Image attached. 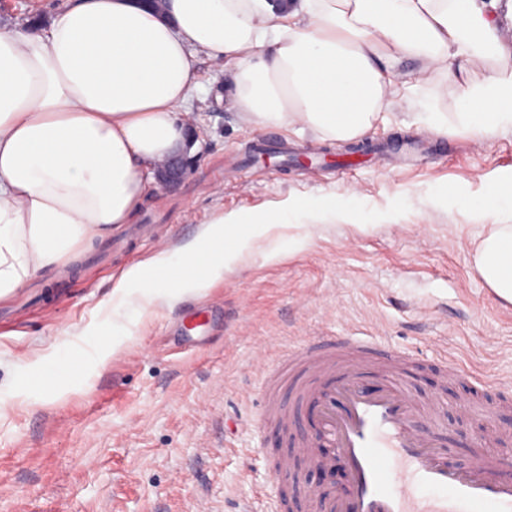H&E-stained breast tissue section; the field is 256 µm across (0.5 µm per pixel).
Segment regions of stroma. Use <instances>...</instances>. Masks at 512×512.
Here are the masks:
<instances>
[{
    "label": "stroma",
    "instance_id": "35a3bbf8",
    "mask_svg": "<svg viewBox=\"0 0 512 512\" xmlns=\"http://www.w3.org/2000/svg\"><path fill=\"white\" fill-rule=\"evenodd\" d=\"M191 112L193 168L173 190L152 186L131 223L79 247L0 300V512H286L273 447L258 430L267 371L312 336H360L407 359L414 394L437 403L455 462L499 454L512 476V304L472 259L483 228L464 208L486 181L512 176V131L454 135L421 109L381 113L365 157L295 129L247 128L223 67L199 58ZM461 82L435 71L421 96L456 112ZM337 154L304 167L309 150ZM272 153L270 166L253 163ZM306 203L297 247L272 237L197 294L161 301L100 360L112 286L156 254V240L195 237L216 212L258 217ZM59 348L75 361L52 379ZM482 385L448 378L447 359Z\"/></svg>",
    "mask_w": 512,
    "mask_h": 512
}]
</instances>
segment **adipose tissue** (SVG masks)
<instances>
[{"label":"adipose tissue","mask_w":512,"mask_h":512,"mask_svg":"<svg viewBox=\"0 0 512 512\" xmlns=\"http://www.w3.org/2000/svg\"><path fill=\"white\" fill-rule=\"evenodd\" d=\"M512 0H71L47 27L0 29V297L73 250L131 223L154 163L187 141L198 54L221 63L248 127L297 126L361 138L385 109L418 105L396 86L406 61L462 77L473 58L499 67L469 82L440 129H512ZM467 208L486 232L474 262L512 302V177L487 182ZM284 204L260 218L215 213L200 234L131 266L109 317L198 292L224 276L251 239L286 226Z\"/></svg>","instance_id":"ef3b65f1"}]
</instances>
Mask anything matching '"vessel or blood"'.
Returning <instances> with one entry per match:
<instances>
[{"label":"vessel or blood","mask_w":512,"mask_h":512,"mask_svg":"<svg viewBox=\"0 0 512 512\" xmlns=\"http://www.w3.org/2000/svg\"><path fill=\"white\" fill-rule=\"evenodd\" d=\"M400 355L354 336L305 343L272 375L262 413L287 425L305 408L315 431L301 442L307 461L344 459L347 489L316 498V512H512V478L493 456L459 465L418 405L396 365Z\"/></svg>","instance_id":"obj_1"}]
</instances>
